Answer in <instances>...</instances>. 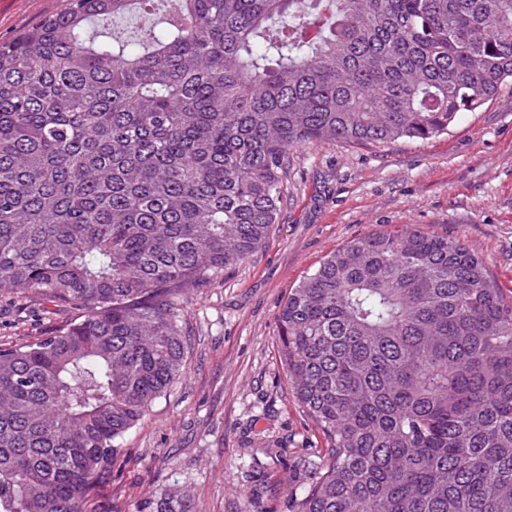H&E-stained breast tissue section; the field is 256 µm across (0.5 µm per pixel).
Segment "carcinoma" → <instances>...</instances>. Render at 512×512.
Instances as JSON below:
<instances>
[{
    "label": "carcinoma",
    "instance_id": "cac0c4a2",
    "mask_svg": "<svg viewBox=\"0 0 512 512\" xmlns=\"http://www.w3.org/2000/svg\"><path fill=\"white\" fill-rule=\"evenodd\" d=\"M506 84L512 0H67L0 44V296L73 313L0 347V512H92L182 372L179 298L265 244L292 149L429 140ZM278 327L330 445L301 512H512V296L463 242L353 239Z\"/></svg>",
    "mask_w": 512,
    "mask_h": 512
}]
</instances>
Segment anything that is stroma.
I'll return each mask as SVG.
<instances>
[{
	"label": "stroma",
	"mask_w": 512,
	"mask_h": 512,
	"mask_svg": "<svg viewBox=\"0 0 512 512\" xmlns=\"http://www.w3.org/2000/svg\"><path fill=\"white\" fill-rule=\"evenodd\" d=\"M65 0H0V44ZM286 198L264 247L180 299L188 339L181 376L115 442L96 512H298L329 444L279 361L277 315L331 251L408 225L457 238L512 291V88L460 113L448 133L386 146L326 142L291 150ZM36 295L0 296V346L69 321Z\"/></svg>",
	"instance_id": "1"
}]
</instances>
